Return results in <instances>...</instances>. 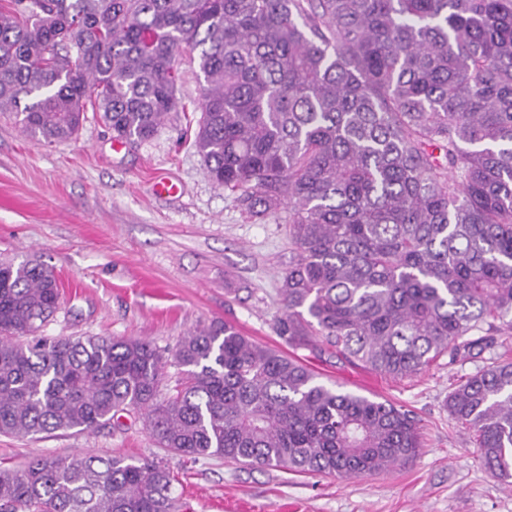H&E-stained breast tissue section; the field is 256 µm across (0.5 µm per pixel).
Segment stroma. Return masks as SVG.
Listing matches in <instances>:
<instances>
[{
  "label": "stroma",
  "mask_w": 512,
  "mask_h": 512,
  "mask_svg": "<svg viewBox=\"0 0 512 512\" xmlns=\"http://www.w3.org/2000/svg\"><path fill=\"white\" fill-rule=\"evenodd\" d=\"M176 68L185 111L170 113L153 137L134 145L114 147L91 111L77 139L52 145L23 133L13 114H0V260L35 258L53 270L62 299L47 336L145 338L168 351L188 331L226 322L286 351L273 330L290 255L286 225L249 219L207 176L191 140L203 77L189 56L177 57ZM162 178L180 193L157 195ZM291 353L325 383L411 410L422 436L417 458L386 475L350 479L218 459L189 463L164 456L132 417L120 429L105 423L80 434L0 435V466L18 469L44 454L161 459L186 512H512V488L482 465L472 432L446 407L462 379L512 359V334L402 379L322 362L308 349Z\"/></svg>",
  "instance_id": "stroma-1"
}]
</instances>
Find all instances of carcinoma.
Wrapping results in <instances>:
<instances>
[{
	"instance_id": "carcinoma-1",
	"label": "carcinoma",
	"mask_w": 512,
	"mask_h": 512,
	"mask_svg": "<svg viewBox=\"0 0 512 512\" xmlns=\"http://www.w3.org/2000/svg\"><path fill=\"white\" fill-rule=\"evenodd\" d=\"M184 52L205 82L207 175L256 221L288 210L273 328L289 347L402 378L512 330V0H0V112L58 143L90 107L136 144L181 106ZM60 299L45 265L0 261V434L139 412L172 455L336 477L421 448L410 410L228 323L169 358L140 338L38 335ZM447 406L512 487V362ZM172 482L154 460L42 455L0 469V512H176Z\"/></svg>"
}]
</instances>
